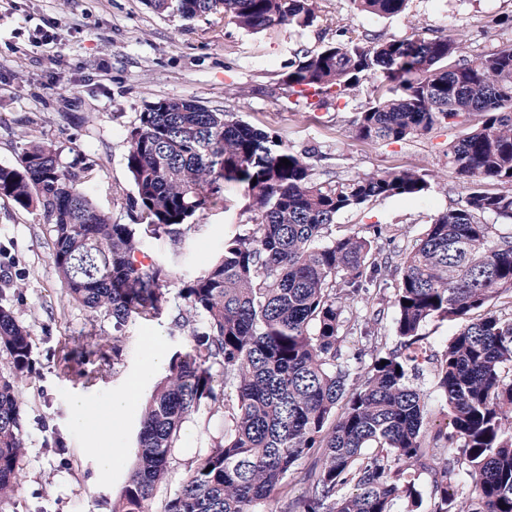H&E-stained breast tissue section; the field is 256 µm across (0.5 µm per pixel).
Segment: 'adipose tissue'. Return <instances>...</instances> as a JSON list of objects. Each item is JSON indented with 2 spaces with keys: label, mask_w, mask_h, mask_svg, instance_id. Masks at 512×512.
I'll use <instances>...</instances> for the list:
<instances>
[{
  "label": "adipose tissue",
  "mask_w": 512,
  "mask_h": 512,
  "mask_svg": "<svg viewBox=\"0 0 512 512\" xmlns=\"http://www.w3.org/2000/svg\"><path fill=\"white\" fill-rule=\"evenodd\" d=\"M138 380H131L125 390L113 395L105 404L92 405L73 400L70 422L73 427L92 435L91 452L100 476H109L120 459V449L112 445V425L115 417L125 414L136 403Z\"/></svg>",
  "instance_id": "obj_1"
}]
</instances>
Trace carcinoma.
I'll return each mask as SVG.
<instances>
[{"mask_svg": "<svg viewBox=\"0 0 512 512\" xmlns=\"http://www.w3.org/2000/svg\"><path fill=\"white\" fill-rule=\"evenodd\" d=\"M146 2L185 20L220 13L250 32L317 21L313 0ZM353 2L396 16L408 0ZM363 81L378 89L354 120L363 141L399 143L478 117L445 153L466 184L465 204L394 254L378 245L379 224L341 237L332 226L344 211L425 193L428 173L320 181L310 153L192 98L147 104L129 132L128 206L137 224L99 210L51 144L32 141L16 164L0 165V197L51 225L52 261L73 302L112 318L117 330L167 313L170 335L193 341L172 354L138 411L135 460L112 512H151L182 426L200 411L221 419L222 433L187 466L161 512H399L400 501L417 512L421 472L433 476L430 512H512V317L494 309L512 299V229L485 221L512 224V44L468 59L453 34L360 38L343 30L302 52L283 78L288 103L303 112L330 99L342 111ZM491 181L495 192L485 188ZM226 182L243 188L252 223L224 238L202 273L184 280L171 266L144 262L146 239L180 242L192 217L221 202ZM372 293L378 307L355 311ZM388 310L391 348L344 346L357 331L375 335ZM439 317L458 330L436 356L421 330ZM109 344L120 362L124 337L86 334L61 347L59 363ZM32 347L27 327L0 305V507L22 478ZM427 368L447 427L425 425L426 395L413 379Z\"/></svg>", "mask_w": 512, "mask_h": 512, "instance_id": "carcinoma-1", "label": "carcinoma"}]
</instances>
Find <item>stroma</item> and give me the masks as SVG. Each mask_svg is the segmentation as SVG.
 I'll return each mask as SVG.
<instances>
[{
	"label": "stroma",
	"instance_id": "35a3bbf8",
	"mask_svg": "<svg viewBox=\"0 0 512 512\" xmlns=\"http://www.w3.org/2000/svg\"><path fill=\"white\" fill-rule=\"evenodd\" d=\"M318 19L307 29L287 25L249 32L211 14L186 20L157 13L144 0H0V164L16 163L30 141L55 144L62 167H84L83 187L95 205L118 223L137 217L127 206L134 191L125 163L127 137L146 104L164 97H191L211 109L279 136L297 152L314 150L317 178H350L388 168H412L430 176V189L415 198L393 197L341 213L335 235L384 224L395 230L392 250L412 244L439 212L464 204L463 180L448 166L449 139L469 131L453 129L400 144H375L353 135L357 112L374 96L370 82L352 92L349 105L314 112L288 106L282 78L290 61L322 46L344 27L386 38L409 36L412 26L433 36L455 33L462 53L476 57L512 42V28L497 26L512 14V0H409L398 16L354 10L350 0H315ZM222 205L198 214L180 243L150 241L149 255L189 279L220 251L224 237L250 223L241 188L225 183ZM50 235L39 212L0 198V305L11 307L34 339L38 373L23 390L25 438L22 481L5 512H111L135 459L137 415L127 414L112 432L121 462L100 477L84 452L89 432L70 426L74 397L102 404L140 372L147 339L162 336L166 351L189 345L169 333L168 318L136 320L114 331L110 318L94 316L69 300L50 256ZM95 332L122 334L119 363L85 353L68 371L56 355L73 337ZM161 370L141 377L148 397ZM219 419L199 412L182 427L168 483L154 499L161 508L178 488L188 462L220 433Z\"/></svg>",
	"mask_w": 512,
	"mask_h": 512
}]
</instances>
